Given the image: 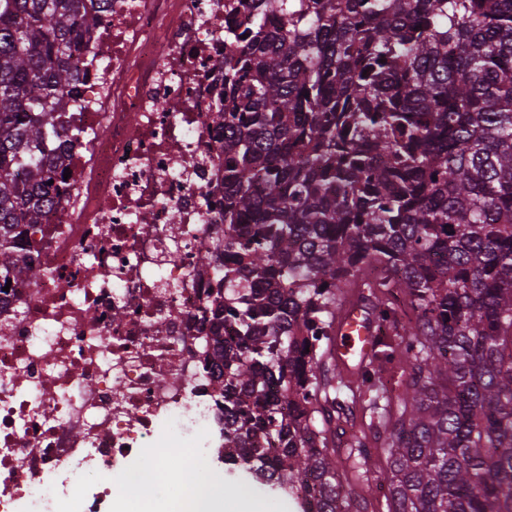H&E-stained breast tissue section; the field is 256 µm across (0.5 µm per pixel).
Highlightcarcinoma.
I'll list each match as a JSON object with an SVG mask.
<instances>
[{
  "mask_svg": "<svg viewBox=\"0 0 512 512\" xmlns=\"http://www.w3.org/2000/svg\"><path fill=\"white\" fill-rule=\"evenodd\" d=\"M112 0H0V278L62 195L83 33ZM224 91V253L206 359L224 464L301 512H512V0H249ZM280 16L270 29L267 18ZM345 288L378 348L336 380ZM233 320L242 344L224 340ZM286 386L288 412L266 396ZM279 444L266 460L257 436Z\"/></svg>",
  "mask_w": 512,
  "mask_h": 512,
  "instance_id": "cac0c4a2",
  "label": "carcinoma"
}]
</instances>
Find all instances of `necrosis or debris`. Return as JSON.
Returning a JSON list of instances; mask_svg holds the SVG:
<instances>
[{"label":"necrosis or debris","instance_id":"4bbe7bcc","mask_svg":"<svg viewBox=\"0 0 512 512\" xmlns=\"http://www.w3.org/2000/svg\"><path fill=\"white\" fill-rule=\"evenodd\" d=\"M244 14L242 0H112L74 52L82 134L26 250L44 275L0 290V512H112L118 491L141 503L162 493L135 479L151 454L224 497V396L203 361L224 242L208 111Z\"/></svg>","mask_w":512,"mask_h":512}]
</instances>
